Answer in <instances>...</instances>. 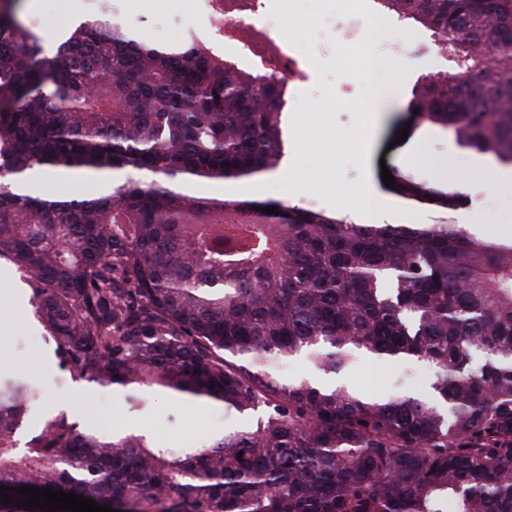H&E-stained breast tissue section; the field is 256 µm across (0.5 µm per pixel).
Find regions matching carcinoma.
<instances>
[{
    "label": "carcinoma",
    "mask_w": 512,
    "mask_h": 512,
    "mask_svg": "<svg viewBox=\"0 0 512 512\" xmlns=\"http://www.w3.org/2000/svg\"><path fill=\"white\" fill-rule=\"evenodd\" d=\"M376 4L452 62L425 76L413 118L512 165V0ZM283 90L191 32L142 38L107 0L51 43L0 0V258L31 274L61 368L134 410L168 391L245 421L174 448L60 413L19 448L41 393L0 379V512H27L23 485L116 512H512V241L197 195L276 171ZM38 170L94 173L108 190L32 194ZM393 186L444 210L464 199L405 175ZM297 358L323 373L420 361L432 396L270 368Z\"/></svg>",
    "instance_id": "obj_1"
}]
</instances>
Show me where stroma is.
<instances>
[{
    "mask_svg": "<svg viewBox=\"0 0 512 512\" xmlns=\"http://www.w3.org/2000/svg\"><path fill=\"white\" fill-rule=\"evenodd\" d=\"M70 0H21L22 20L39 33L71 30ZM115 16L145 39L173 43L188 31L215 32L216 26L196 0H111ZM270 36L296 37L300 46L312 47L314 29H298L293 21L309 16L311 0H268ZM382 38L404 41L412 60L408 67L382 76L383 92L359 107L326 96L332 84L357 87L353 71L337 70L333 59L323 60L318 78L299 101L282 115L283 157L280 173L225 185H195L202 196L225 195L232 200H273L287 205L345 217L355 224L363 217L355 208L364 188H372L384 211L386 224H435L440 220L460 225L479 237L503 239L512 227V189L486 187L482 180L465 191V201L445 212L429 204L406 200L385 186L381 171L399 172L440 189L451 188L449 170L494 165L491 156L457 144L453 133L429 123H410L408 105L418 80L448 65L423 29L388 20ZM407 130L404 143L397 131ZM20 306V319L0 325V373H23L37 382L40 399L31 405L21 441L38 435L45 420L65 412L80 428L100 434L123 423L137 433L171 446H196L227 428L241 425L240 417L222 406L189 400L172 393L151 395L148 407L131 411L123 392L72 378L59 366L55 346L49 341L30 302V277L8 260L0 259V313ZM341 381L375 397L398 392L426 395L429 369L418 361L387 365L362 362L345 370Z\"/></svg>",
    "mask_w": 512,
    "mask_h": 512,
    "instance_id": "stroma-1",
    "label": "stroma"
}]
</instances>
